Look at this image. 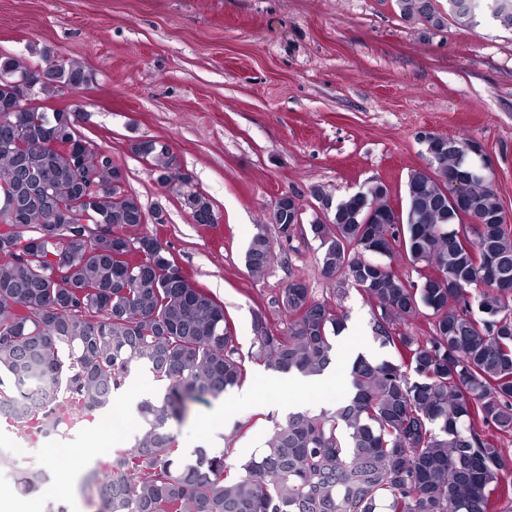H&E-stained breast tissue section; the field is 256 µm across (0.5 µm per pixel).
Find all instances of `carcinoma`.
I'll return each mask as SVG.
<instances>
[{
  "label": "carcinoma",
  "instance_id": "1",
  "mask_svg": "<svg viewBox=\"0 0 512 512\" xmlns=\"http://www.w3.org/2000/svg\"><path fill=\"white\" fill-rule=\"evenodd\" d=\"M425 0H397L404 19L440 27L488 14L512 30V0H474L470 13L442 14ZM46 65L0 55V412L30 434L49 435L107 408L132 365L146 364L163 392L141 402L143 427L132 448L89 474L104 512H496L512 497V456L486 434H512V225L493 183L471 153L432 144L434 168L413 170L406 207L394 208L381 181L363 197L333 199L311 220L321 272L340 278L373 307L375 338L392 360L357 357L352 389L332 410L298 411L269 427L265 446L228 463L234 449L204 448L183 464L171 432L202 397L218 399L241 385L246 369L224 304L197 286L153 235L127 240L121 228L163 224L120 187L124 171L75 128L73 113L25 104L88 86L84 65L43 50ZM162 185L176 192L194 221L213 215L208 198L182 192L168 145L135 140ZM452 172L463 198L477 204L476 227L457 235L448 210ZM288 195L271 220L292 229ZM88 214L105 230L84 240L75 224ZM420 266L400 277L386 262ZM272 248L257 234L245 255L263 277ZM282 306L288 330L253 319L251 358L272 372L323 373L336 357L346 315L291 284ZM423 315L429 334L402 326ZM42 386L30 406L16 404Z\"/></svg>",
  "mask_w": 512,
  "mask_h": 512
}]
</instances>
